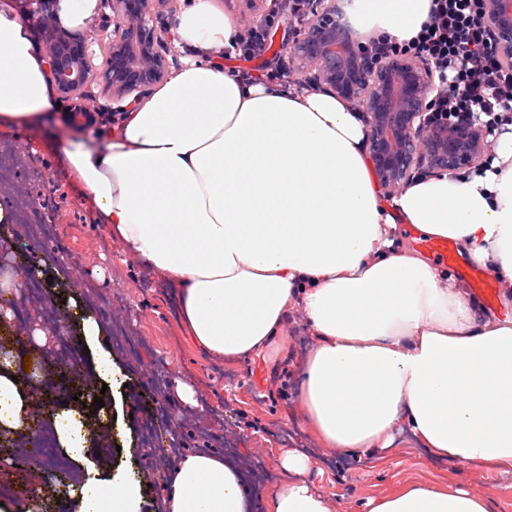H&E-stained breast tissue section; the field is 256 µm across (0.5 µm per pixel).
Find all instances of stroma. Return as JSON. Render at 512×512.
<instances>
[{
	"mask_svg": "<svg viewBox=\"0 0 512 512\" xmlns=\"http://www.w3.org/2000/svg\"><path fill=\"white\" fill-rule=\"evenodd\" d=\"M288 35L285 16L274 18L268 49L264 55L245 62L225 60L226 68L253 78H277L287 60L280 46ZM87 131L73 127L65 106H58L50 119L23 127L0 120V156L4 158L38 154L46 179L30 184L11 171L0 172V205H10L26 196L50 199L59 225L78 238L91 259L81 267L55 259L46 268L51 275V294L42 296L41 306L63 305L70 310L78 332L81 365L95 375L101 350L112 353V361L122 373L124 385L103 399L112 407L117 424L111 443L94 446L84 457H69L64 468L68 487L47 482L48 465L42 464V442H56L54 427H46L42 438L24 439L17 452L28 462L27 479L36 487L33 496L15 490V470L0 462V483H10V493H0V503L8 512H79L77 492L87 480L115 478L141 488V512H166L167 481L173 469L169 460H148L139 451L142 423L160 394L174 395V387L154 382L157 354L167 358L172 378L193 381L210 404L224 408V439L212 442L213 427L201 410L179 404L185 451H194L211 441L215 453L234 451L240 466L246 467L247 481L267 497L272 484L262 482L263 469L275 466L291 448H309L324 461L322 472L311 478L328 498L332 512H364L367 499L390 493L403 483L438 481L448 487L464 486L472 493L490 499L495 512H512V475H488L475 469L464 471L451 466H435L408 442L394 448L386 462L360 464L339 450L318 445L311 431L302 429L298 404L301 380L299 367L314 339L301 324H293L288 338L287 358L271 363L254 359L235 365L234 380L224 376L225 362L209 358L188 342L179 320L176 288L163 286L134 260H121L95 253V242L102 232L87 192L72 178L64 149L68 142L89 140ZM115 292L111 310H104L99 296ZM100 330L99 343L86 334L88 326Z\"/></svg>",
	"mask_w": 512,
	"mask_h": 512,
	"instance_id": "stroma-1",
	"label": "stroma"
}]
</instances>
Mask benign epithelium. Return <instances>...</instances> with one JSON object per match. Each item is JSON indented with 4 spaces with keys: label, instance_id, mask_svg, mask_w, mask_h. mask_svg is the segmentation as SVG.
Segmentation results:
<instances>
[{
    "label": "benign epithelium",
    "instance_id": "7a95c632",
    "mask_svg": "<svg viewBox=\"0 0 512 512\" xmlns=\"http://www.w3.org/2000/svg\"><path fill=\"white\" fill-rule=\"evenodd\" d=\"M37 4L32 25L46 47L50 78L61 96L70 101L71 123L81 128L96 125L102 107L86 93L95 78L103 90L122 99H139L168 73L174 52L168 31L154 27V0H112V32L103 42L102 62L95 63L93 44L100 43L97 26L88 24L86 36L63 30L53 19L55 0H29ZM304 0L306 26L295 31L289 46L288 68L308 85L330 91L363 114L374 170L381 185L393 194L402 189L413 171L438 174L472 168L488 156L491 144L474 122L455 124L434 119L431 108L436 84L430 65L417 58L369 57L357 47L340 23L336 0ZM490 49L512 67V0H481ZM10 278L19 296L27 281L40 280L34 259L18 260L14 247L0 250V283ZM13 329L12 339L0 343V368L18 349L34 345V319H19L15 311L0 310V322ZM27 383L46 391L42 409L26 418L30 436L42 433L48 413L59 402L80 392L88 400L95 393L76 363L57 359L36 362ZM12 433L0 429V458L17 465L21 493L30 494L24 460L15 456Z\"/></svg>",
    "mask_w": 512,
    "mask_h": 512
}]
</instances>
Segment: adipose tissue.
I'll return each instance as SVG.
<instances>
[{"mask_svg":"<svg viewBox=\"0 0 512 512\" xmlns=\"http://www.w3.org/2000/svg\"><path fill=\"white\" fill-rule=\"evenodd\" d=\"M432 0H352L353 26L394 42L415 37ZM28 0H0V117L25 125L56 106ZM185 56L117 127L66 158L125 255L177 288L193 345L226 360L262 357L301 316L316 343L301 367L303 421L320 441L375 459L408 432L429 459L512 473V314L483 315L397 234L451 239L512 282V135L488 168L413 181L393 197L376 183L357 111L224 67L242 33L214 0H189L170 29ZM0 371V428L23 430L32 406ZM61 446L85 454L77 408L55 417ZM302 450L267 512H331L306 479ZM255 494L211 453L182 456L167 512H251ZM80 512H139L136 489L88 480ZM367 512H494L463 487L423 483L369 500Z\"/></svg>","mask_w":512,"mask_h":512,"instance_id":"1","label":"adipose tissue"}]
</instances>
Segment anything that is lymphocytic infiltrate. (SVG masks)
Masks as SVG:
<instances>
[{"mask_svg":"<svg viewBox=\"0 0 512 512\" xmlns=\"http://www.w3.org/2000/svg\"><path fill=\"white\" fill-rule=\"evenodd\" d=\"M373 48L430 62L437 77L436 113L456 122L478 118L490 131L512 123V68L488 51L479 0H433L415 38L405 44L377 40Z\"/></svg>","mask_w":512,"mask_h":512,"instance_id":"lymphocytic-infiltrate-1","label":"lymphocytic infiltrate"}]
</instances>
